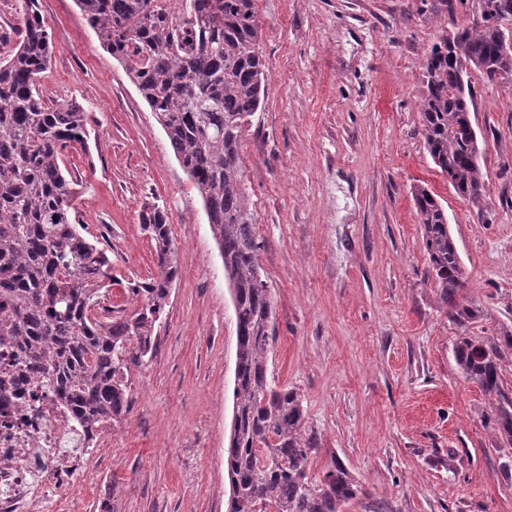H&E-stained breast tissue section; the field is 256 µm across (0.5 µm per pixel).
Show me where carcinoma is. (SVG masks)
<instances>
[{"label": "carcinoma", "mask_w": 512, "mask_h": 512, "mask_svg": "<svg viewBox=\"0 0 512 512\" xmlns=\"http://www.w3.org/2000/svg\"><path fill=\"white\" fill-rule=\"evenodd\" d=\"M19 39L0 41V344L23 336L46 386L84 424L106 425L129 410L124 374L153 350L177 276L170 225L144 203L140 222L154 243L157 271L129 284L143 297L130 316L99 317L112 264L99 241L82 234L73 207L80 182L61 167L66 152L89 146V114L76 102L49 105L39 87L51 61L48 26L37 0H15ZM101 43L154 112L202 198L224 262L236 317L233 416L225 468L228 512H345L365 494L337 457L311 473L319 443L304 400L271 384V290L261 274L264 243L242 184L240 142L267 88L254 0H76ZM481 24L433 44L422 65L420 104L428 153L455 193L478 203L486 165L471 137L470 72L512 80L499 17L512 0H480ZM433 288L448 317L465 328L484 317L466 300L468 273L441 203L422 186L411 192ZM453 357L488 397L482 420L499 442V473L512 482V397L502 370L512 363V324L489 336H459Z\"/></svg>", "instance_id": "1"}]
</instances>
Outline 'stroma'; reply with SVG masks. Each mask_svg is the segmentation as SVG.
<instances>
[{"mask_svg": "<svg viewBox=\"0 0 512 512\" xmlns=\"http://www.w3.org/2000/svg\"><path fill=\"white\" fill-rule=\"evenodd\" d=\"M479 0H255L267 95L240 142L276 335L269 376L307 402L312 463L342 460L390 512H512L486 398L453 353L456 336L512 323V81L473 76V120L488 170L480 203L430 158L419 112L422 62ZM52 35L47 103L80 104L89 151L64 167L74 205L112 261L105 306L134 312L129 282L155 253L143 203L167 215L178 278L151 358L127 372L129 412L108 426L113 512H227L236 322L203 201L153 112L76 0H38ZM445 209L484 312L460 328L428 278L413 186Z\"/></svg>", "mask_w": 512, "mask_h": 512, "instance_id": "1", "label": "stroma"}]
</instances>
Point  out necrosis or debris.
<instances>
[{
    "mask_svg": "<svg viewBox=\"0 0 512 512\" xmlns=\"http://www.w3.org/2000/svg\"><path fill=\"white\" fill-rule=\"evenodd\" d=\"M24 341L0 345V512H69L96 440L43 383Z\"/></svg>",
    "mask_w": 512,
    "mask_h": 512,
    "instance_id": "1",
    "label": "necrosis or debris"
}]
</instances>
